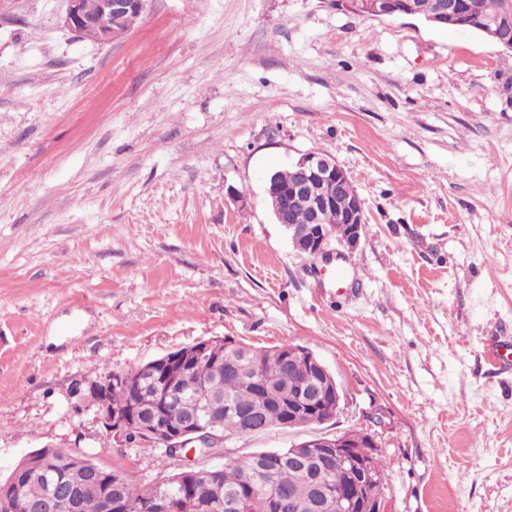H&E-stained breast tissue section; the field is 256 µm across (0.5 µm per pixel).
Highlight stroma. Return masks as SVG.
Returning <instances> with one entry per match:
<instances>
[{
  "label": "stroma",
  "mask_w": 512,
  "mask_h": 512,
  "mask_svg": "<svg viewBox=\"0 0 512 512\" xmlns=\"http://www.w3.org/2000/svg\"><path fill=\"white\" fill-rule=\"evenodd\" d=\"M0 0V478L60 448L138 484L81 382L217 337L310 349L345 406L229 456L376 436L388 512H512V53L329 0H147L103 46ZM332 155L358 248L296 252L268 175Z\"/></svg>",
  "instance_id": "35a3bbf8"
}]
</instances>
